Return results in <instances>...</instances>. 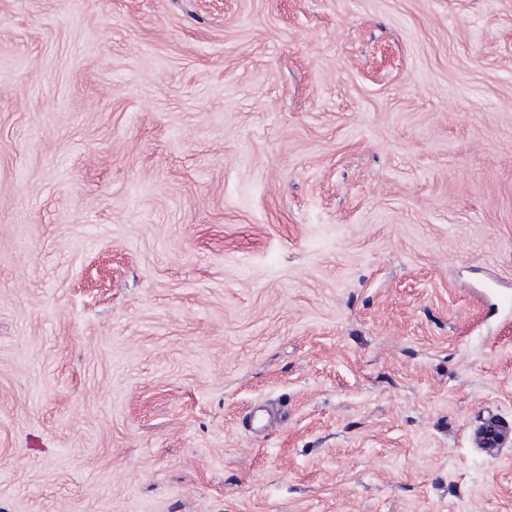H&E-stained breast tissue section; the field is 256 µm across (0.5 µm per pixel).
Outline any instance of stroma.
Returning a JSON list of instances; mask_svg holds the SVG:
<instances>
[{
    "label": "stroma",
    "instance_id": "1",
    "mask_svg": "<svg viewBox=\"0 0 512 512\" xmlns=\"http://www.w3.org/2000/svg\"><path fill=\"white\" fill-rule=\"evenodd\" d=\"M492 282L512 0H0V512H512ZM472 444L487 455L511 448L512 423L498 414H488L473 431Z\"/></svg>",
    "mask_w": 512,
    "mask_h": 512
}]
</instances>
